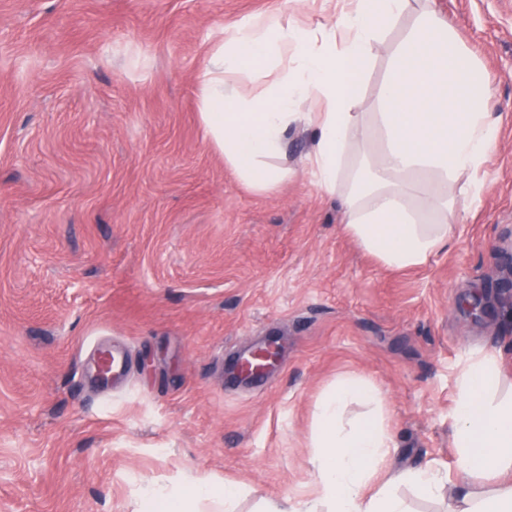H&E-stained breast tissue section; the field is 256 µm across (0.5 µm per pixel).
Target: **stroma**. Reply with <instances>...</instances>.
Masks as SVG:
<instances>
[{
    "label": "stroma",
    "mask_w": 512,
    "mask_h": 512,
    "mask_svg": "<svg viewBox=\"0 0 512 512\" xmlns=\"http://www.w3.org/2000/svg\"><path fill=\"white\" fill-rule=\"evenodd\" d=\"M491 76L502 114L452 243L394 270L345 230L293 130L295 173L242 183L207 141L196 82L221 28L328 0H0V512H135L149 482L216 477L260 499L315 491V404L356 374L384 387L389 469L457 481L456 376L502 348L512 383V0H429ZM404 16L374 50L354 111H372ZM482 309H473L474 300ZM277 337L262 391L228 358ZM123 344L127 383L84 375Z\"/></svg>",
    "instance_id": "obj_1"
}]
</instances>
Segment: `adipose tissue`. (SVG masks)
<instances>
[{
    "label": "adipose tissue",
    "instance_id": "ef3b65f1",
    "mask_svg": "<svg viewBox=\"0 0 512 512\" xmlns=\"http://www.w3.org/2000/svg\"><path fill=\"white\" fill-rule=\"evenodd\" d=\"M410 0H350L332 23L311 28L274 11L224 28L196 84L210 145L241 182L271 193L292 174L288 130H312L305 164L317 186L341 198L348 234L384 266L425 265L448 244L454 180L478 201L498 135L489 76L426 9L388 54L376 110L354 111L360 82L384 30ZM496 350L470 355L457 378L452 446L462 482L453 498L428 465L384 479L391 433L386 392L359 376L338 378L317 401L309 444L312 498L267 500L261 512H411L404 484L448 512H512V392L502 393ZM362 406L353 416L350 406ZM242 486L208 477L144 488L139 512H235Z\"/></svg>",
    "mask_w": 512,
    "mask_h": 512
}]
</instances>
